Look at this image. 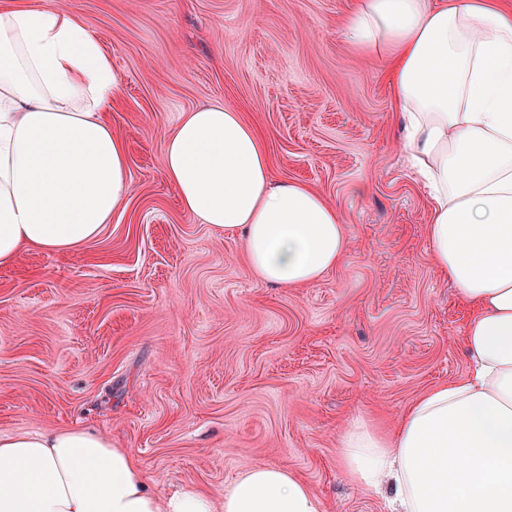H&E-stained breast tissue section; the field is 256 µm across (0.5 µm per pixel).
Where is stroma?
Masks as SVG:
<instances>
[{"mask_svg":"<svg viewBox=\"0 0 512 512\" xmlns=\"http://www.w3.org/2000/svg\"><path fill=\"white\" fill-rule=\"evenodd\" d=\"M56 2L120 77L106 117L134 191L79 252L0 268V433L93 429L157 492L218 495L275 465L324 512H388L343 474L340 437L357 419L392 432L465 379L469 311L432 262L383 67L342 36L352 0ZM206 104L242 112L274 177L335 206L350 248L316 283H264L241 233L180 209L165 138Z\"/></svg>","mask_w":512,"mask_h":512,"instance_id":"obj_1","label":"stroma"}]
</instances>
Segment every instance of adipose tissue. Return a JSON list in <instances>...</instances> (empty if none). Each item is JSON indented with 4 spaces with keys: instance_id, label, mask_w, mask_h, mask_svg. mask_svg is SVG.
<instances>
[{
    "instance_id": "adipose-tissue-1",
    "label": "adipose tissue",
    "mask_w": 512,
    "mask_h": 512,
    "mask_svg": "<svg viewBox=\"0 0 512 512\" xmlns=\"http://www.w3.org/2000/svg\"><path fill=\"white\" fill-rule=\"evenodd\" d=\"M347 41L384 60L403 153L429 193L437 270L471 309V376L436 385L393 439L358 422L340 438L349 480L394 491V512H512V9L499 0H356ZM121 90L76 11L0 8V267L22 248L74 253L132 193L125 141L104 113ZM164 169L181 208L242 230L263 281L308 286L349 242L334 206L279 182L240 112L183 113ZM0 512H323L283 467L243 471L221 497L160 494L129 449L82 427L0 434Z\"/></svg>"
}]
</instances>
